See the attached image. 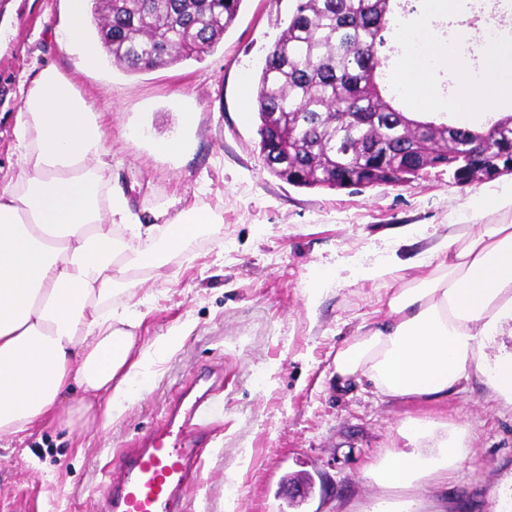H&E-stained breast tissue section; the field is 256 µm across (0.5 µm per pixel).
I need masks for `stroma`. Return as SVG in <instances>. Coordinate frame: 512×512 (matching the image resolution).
Here are the masks:
<instances>
[{
    "instance_id": "stroma-1",
    "label": "stroma",
    "mask_w": 512,
    "mask_h": 512,
    "mask_svg": "<svg viewBox=\"0 0 512 512\" xmlns=\"http://www.w3.org/2000/svg\"><path fill=\"white\" fill-rule=\"evenodd\" d=\"M288 13V0H243L210 53L131 74L106 54L82 68L76 49L57 42L67 0H8L0 12L1 186L20 168L13 126L23 91L35 68L54 66L98 112L112 160L103 177L142 223L163 209L213 218L181 252L153 240L159 265L113 297L137 318V345L149 352L130 376L135 396L86 419L79 395H67L50 418L0 439V512H106L99 490L113 451L164 426L181 388L210 369L224 376L222 411L185 512H512V402L484 374L425 402L341 390L333 373L337 349L384 318L396 286L429 275L411 266L415 255L452 228L464 237L512 224V210L491 205L512 192V175L459 186L436 168L402 186L330 190L270 174L253 99ZM170 138L182 150L158 152ZM392 257L398 281L357 273ZM329 265L343 266L341 280L311 295L314 271ZM163 337L172 346L159 348ZM455 434L463 458L447 474L379 481L393 453L430 454ZM294 477L310 478L304 496L289 494Z\"/></svg>"
}]
</instances>
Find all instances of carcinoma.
<instances>
[{
  "label": "carcinoma",
  "mask_w": 512,
  "mask_h": 512,
  "mask_svg": "<svg viewBox=\"0 0 512 512\" xmlns=\"http://www.w3.org/2000/svg\"><path fill=\"white\" fill-rule=\"evenodd\" d=\"M92 0L104 49L129 72L199 59L221 41L243 0ZM393 0H292L288 25L265 57L254 98L268 172L299 188H367L446 167L468 185L512 174V115L496 137L402 115L377 81Z\"/></svg>",
  "instance_id": "1"
}]
</instances>
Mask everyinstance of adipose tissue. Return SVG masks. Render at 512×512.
<instances>
[{"instance_id":"1","label":"adipose tissue","mask_w":512,"mask_h":512,"mask_svg":"<svg viewBox=\"0 0 512 512\" xmlns=\"http://www.w3.org/2000/svg\"><path fill=\"white\" fill-rule=\"evenodd\" d=\"M86 0H68L66 25L56 36L81 49L82 67L103 54L84 36ZM405 63L397 76L403 94L423 109L497 112L512 90V33L485 38L479 71L462 62L473 32L457 27L446 41L426 27L397 33ZM458 75V90L441 100L434 69ZM23 166L0 189V435H18L50 416L74 390L86 401L133 395L128 375L135 358L136 323L114 308L127 290L131 262L151 263L138 242L157 224L135 219L122 191L105 192L86 167L105 153L97 114L55 67L37 72L16 117ZM419 265L431 275L406 284L388 301V316L334 357L337 381L367 379L384 395L439 401L462 390L471 372H485L494 392L512 401V353L489 360L496 337H512V224H487L460 242H435Z\"/></svg>"}]
</instances>
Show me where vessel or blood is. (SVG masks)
<instances>
[{
	"label": "vessel or blood",
	"mask_w": 512,
	"mask_h": 512,
	"mask_svg": "<svg viewBox=\"0 0 512 512\" xmlns=\"http://www.w3.org/2000/svg\"><path fill=\"white\" fill-rule=\"evenodd\" d=\"M196 383L197 392L173 404L162 432L141 438L135 453L114 452L118 477L106 482L109 512H182L185 497L203 480L202 419L221 389L207 374Z\"/></svg>",
	"instance_id": "b4317fda"
}]
</instances>
